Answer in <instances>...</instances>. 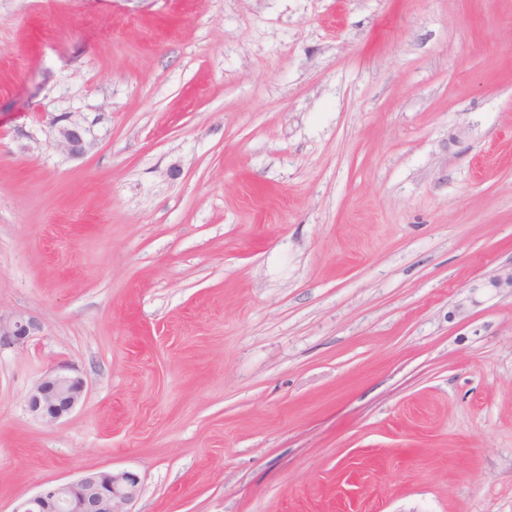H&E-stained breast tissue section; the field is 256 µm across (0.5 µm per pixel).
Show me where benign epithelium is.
<instances>
[{"label":"benign epithelium","mask_w":512,"mask_h":512,"mask_svg":"<svg viewBox=\"0 0 512 512\" xmlns=\"http://www.w3.org/2000/svg\"><path fill=\"white\" fill-rule=\"evenodd\" d=\"M55 144L71 156L87 150L86 129L71 115L54 120ZM41 331V324L22 313L0 312V350L22 349ZM87 381L60 366L41 378L27 395V411L36 421L54 425L82 400ZM141 488L140 477L129 470H90L78 478L45 485L21 498L12 512H132Z\"/></svg>","instance_id":"7a95c632"}]
</instances>
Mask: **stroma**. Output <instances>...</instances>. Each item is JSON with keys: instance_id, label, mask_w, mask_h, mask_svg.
<instances>
[{"instance_id": "stroma-1", "label": "stroma", "mask_w": 512, "mask_h": 512, "mask_svg": "<svg viewBox=\"0 0 512 512\" xmlns=\"http://www.w3.org/2000/svg\"><path fill=\"white\" fill-rule=\"evenodd\" d=\"M511 272L512 0H0V512H512ZM62 122H65L61 124ZM55 144L71 156L83 155L88 146L86 129L73 115H65L54 120ZM41 329L40 322L33 317L17 312L5 314L0 311V350L24 348ZM87 381L61 366L46 374L29 391L27 411L36 421L54 425L69 415L82 400ZM140 477L129 470H90L78 478L45 485L21 498L12 512H133Z\"/></svg>"}]
</instances>
